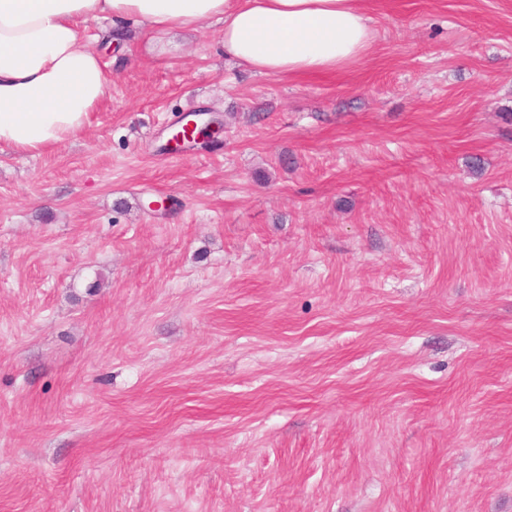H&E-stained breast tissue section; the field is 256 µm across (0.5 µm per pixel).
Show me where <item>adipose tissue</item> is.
Segmentation results:
<instances>
[{
    "instance_id": "adipose-tissue-1",
    "label": "adipose tissue",
    "mask_w": 512,
    "mask_h": 512,
    "mask_svg": "<svg viewBox=\"0 0 512 512\" xmlns=\"http://www.w3.org/2000/svg\"><path fill=\"white\" fill-rule=\"evenodd\" d=\"M147 27L164 57L167 35L222 26L225 56L261 75L334 72L361 58L369 0H0V143L34 153L83 130L108 88L89 27Z\"/></svg>"
}]
</instances>
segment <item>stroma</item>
Masks as SVG:
<instances>
[{"label": "stroma", "mask_w": 512, "mask_h": 512, "mask_svg": "<svg viewBox=\"0 0 512 512\" xmlns=\"http://www.w3.org/2000/svg\"><path fill=\"white\" fill-rule=\"evenodd\" d=\"M371 16L298 79L130 29L0 145V512H512V0Z\"/></svg>", "instance_id": "obj_1"}]
</instances>
